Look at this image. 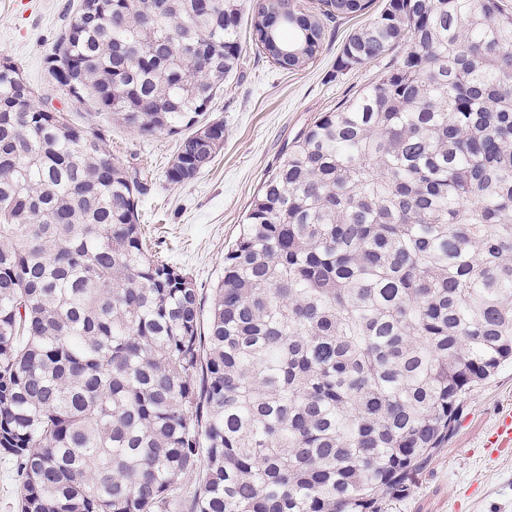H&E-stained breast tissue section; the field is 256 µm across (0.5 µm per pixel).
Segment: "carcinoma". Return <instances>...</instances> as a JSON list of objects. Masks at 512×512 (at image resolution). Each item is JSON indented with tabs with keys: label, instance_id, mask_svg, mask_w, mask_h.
I'll list each match as a JSON object with an SVG mask.
<instances>
[{
	"label": "carcinoma",
	"instance_id": "obj_1",
	"mask_svg": "<svg viewBox=\"0 0 512 512\" xmlns=\"http://www.w3.org/2000/svg\"><path fill=\"white\" fill-rule=\"evenodd\" d=\"M81 0L48 71L211 164L244 0ZM299 70L372 0H255ZM406 43L301 130L224 253L208 317L138 224L142 183L100 132L0 68V453L20 512H387L464 399L512 363V6L387 0L336 60Z\"/></svg>",
	"mask_w": 512,
	"mask_h": 512
}]
</instances>
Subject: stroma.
Returning a JSON list of instances; mask_svg holds the SVG:
<instances>
[{"label": "stroma", "mask_w": 512, "mask_h": 512, "mask_svg": "<svg viewBox=\"0 0 512 512\" xmlns=\"http://www.w3.org/2000/svg\"><path fill=\"white\" fill-rule=\"evenodd\" d=\"M80 0H0V58L15 62L50 109L69 112L78 125L103 129L113 157L144 183L138 215L147 241L159 255L192 278L203 304L224 273V254L240 233L243 215L268 171L284 158L297 134L324 112L352 99L404 52L350 72L336 59L348 35L365 17L342 18L327 27L324 48L312 64L286 72L258 47L250 14L239 27L241 56L210 108L224 124V144L211 165L184 184L165 172L179 136H143L98 114L91 104L72 103L50 75L46 59ZM512 409V367L464 400L454 434L413 477L410 494L391 512H512V450L488 452V432Z\"/></svg>", "instance_id": "35a3bbf8"}]
</instances>
